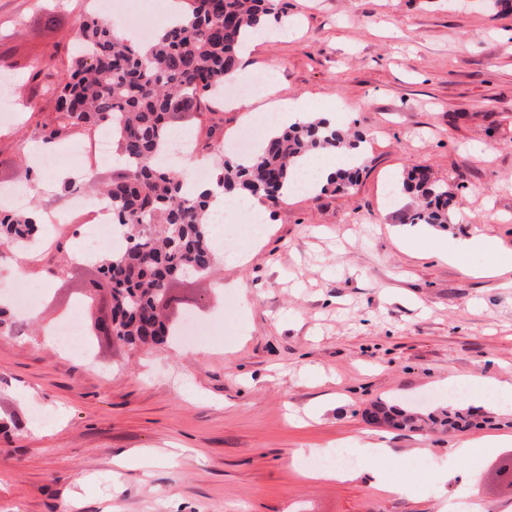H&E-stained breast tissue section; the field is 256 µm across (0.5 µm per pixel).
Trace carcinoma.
<instances>
[{"label": "carcinoma", "instance_id": "cac0c4a2", "mask_svg": "<svg viewBox=\"0 0 512 512\" xmlns=\"http://www.w3.org/2000/svg\"><path fill=\"white\" fill-rule=\"evenodd\" d=\"M285 18L282 0H186L182 20L154 33L150 53L116 38L113 26L97 14L84 17L78 48L67 63L46 73L44 91L54 100L55 119L43 142L82 127L112 129L120 165L104 198L112 222L123 228L122 246L100 256L99 273L110 292L117 339L131 349L166 344L174 326L155 306L161 290L187 274L204 276L221 252L214 238L212 185L231 198L260 195L269 205L282 199L312 154L355 149L357 143L321 120L289 126L264 141L260 152L222 162L210 183L184 192L187 174L164 159L180 113L201 120V103L224 87L238 53L251 36ZM403 189L421 199L411 224H447L453 193L429 169L411 172ZM39 214L0 211V246L27 247L40 231ZM367 424L410 432L451 433L486 423L471 407L439 404L428 412L376 400L363 410Z\"/></svg>", "mask_w": 512, "mask_h": 512}]
</instances>
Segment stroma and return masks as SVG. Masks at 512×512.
<instances>
[{
    "label": "stroma",
    "instance_id": "stroma-1",
    "mask_svg": "<svg viewBox=\"0 0 512 512\" xmlns=\"http://www.w3.org/2000/svg\"><path fill=\"white\" fill-rule=\"evenodd\" d=\"M95 0H0V78L15 81L11 120H0V186L29 207L64 205L37 184L29 145L54 103L29 81L65 59ZM284 33L246 60L252 83H275L312 111L336 113L360 134L356 185L301 192L267 209L248 245L219 224L224 255L203 277L174 281L162 309L192 308L207 339L132 351L99 338L93 359L48 345L44 331L83 302L84 333L109 310L89 298L96 265L71 256L84 231L49 230L37 254L0 246V295L15 280L40 290L0 332V512H441L458 483L477 487L489 512H512L496 471L512 450L473 449L446 471L450 448L512 435V401L487 406L489 425L451 434L386 431L379 470L317 479L302 464L372 433L374 400L428 405L444 381L512 384V288L465 274L512 253V12L491 0H286ZM263 96L240 112L212 102L194 141L197 164L216 167V142L260 136ZM426 166L455 195V222L405 239L416 197L402 188ZM484 236L464 264L444 261L430 238ZM180 449L117 469L138 450ZM427 459L428 468L411 465ZM408 487L386 494L376 477Z\"/></svg>",
    "mask_w": 512,
    "mask_h": 512
}]
</instances>
